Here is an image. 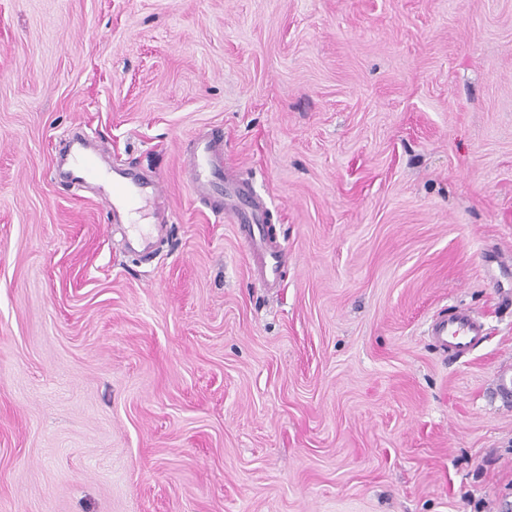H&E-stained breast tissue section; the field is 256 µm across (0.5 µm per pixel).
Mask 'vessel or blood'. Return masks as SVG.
I'll use <instances>...</instances> for the list:
<instances>
[{
	"label": "vessel or blood",
	"instance_id": "1",
	"mask_svg": "<svg viewBox=\"0 0 512 512\" xmlns=\"http://www.w3.org/2000/svg\"><path fill=\"white\" fill-rule=\"evenodd\" d=\"M73 178L82 182L97 179L109 184L112 211L129 217L130 234L143 250L155 242L154 228L138 224L136 216L144 206L165 197V186L159 177L143 178L131 168L106 171L97 167L87 155L75 153L71 159ZM188 182L196 200L207 206L215 219L231 218L243 230L249 267L255 280L265 288L280 279L286 253L274 246L266 227L267 205L249 185L230 178L224 163L223 131H206L194 140L189 154L182 159ZM428 333L443 349L461 358L470 354L483 340V322L468 309L437 316Z\"/></svg>",
	"mask_w": 512,
	"mask_h": 512
}]
</instances>
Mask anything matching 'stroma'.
<instances>
[{"instance_id":"35a3bbf8","label":"stroma","mask_w":512,"mask_h":512,"mask_svg":"<svg viewBox=\"0 0 512 512\" xmlns=\"http://www.w3.org/2000/svg\"><path fill=\"white\" fill-rule=\"evenodd\" d=\"M211 126L278 287L191 193ZM76 127L162 178L150 257ZM511 292L512 0H0V512H512ZM427 332L437 344L458 358L470 354L486 336L483 322L466 308H458L450 315H438Z\"/></svg>"}]
</instances>
